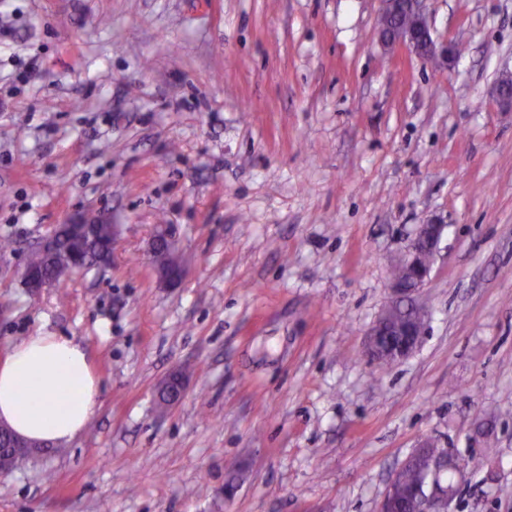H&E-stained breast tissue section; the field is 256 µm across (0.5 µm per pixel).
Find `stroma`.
I'll return each instance as SVG.
<instances>
[{
	"label": "stroma",
	"instance_id": "obj_1",
	"mask_svg": "<svg viewBox=\"0 0 512 512\" xmlns=\"http://www.w3.org/2000/svg\"><path fill=\"white\" fill-rule=\"evenodd\" d=\"M380 9L0 0V361L72 336L101 381L0 512H377L427 439L460 464L447 512H512V0H426L447 64L385 50ZM94 218L111 266L31 293V248ZM434 219L426 333L378 367L365 335Z\"/></svg>",
	"mask_w": 512,
	"mask_h": 512
}]
</instances>
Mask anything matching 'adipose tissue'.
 <instances>
[{
  "instance_id": "obj_1",
  "label": "adipose tissue",
  "mask_w": 512,
  "mask_h": 512,
  "mask_svg": "<svg viewBox=\"0 0 512 512\" xmlns=\"http://www.w3.org/2000/svg\"><path fill=\"white\" fill-rule=\"evenodd\" d=\"M100 388L73 337L29 336L0 362V424L40 446L70 442L92 420Z\"/></svg>"
}]
</instances>
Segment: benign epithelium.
I'll use <instances>...</instances> for the list:
<instances>
[{
  "label": "benign epithelium",
  "mask_w": 512,
  "mask_h": 512,
  "mask_svg": "<svg viewBox=\"0 0 512 512\" xmlns=\"http://www.w3.org/2000/svg\"><path fill=\"white\" fill-rule=\"evenodd\" d=\"M382 4L379 36L384 47L395 50L406 46L427 61H448L455 56L454 45L437 47L424 9V0H408L403 6L398 4V0H382ZM444 229L445 225L438 220L418 225L401 262L408 281L392 279L388 305L367 334L365 353L371 361L382 365L401 360L409 356L421 342L425 311L416 303L414 294L430 275L431 257L436 253ZM428 447L429 442L420 443L402 468L420 467L428 470L432 477L448 469L447 452L442 449L430 455L426 451ZM398 478L399 474L396 473L390 480L379 512H395ZM447 499L448 493L431 481L425 492L416 499L415 512H440Z\"/></svg>",
  "instance_id": "benign-epithelium-1"
}]
</instances>
